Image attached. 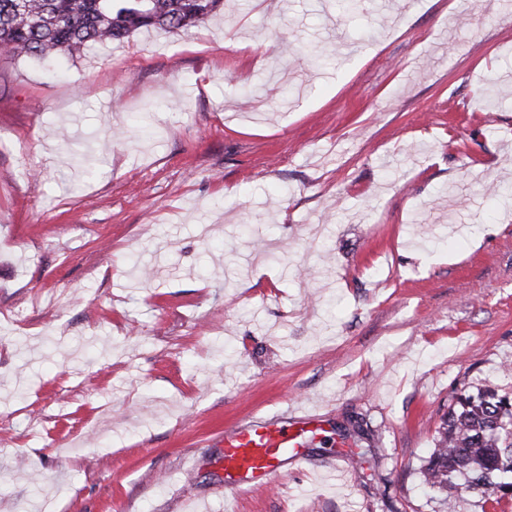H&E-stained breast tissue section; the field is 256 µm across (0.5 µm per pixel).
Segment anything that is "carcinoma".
I'll return each instance as SVG.
<instances>
[{
	"instance_id": "1",
	"label": "carcinoma",
	"mask_w": 512,
	"mask_h": 512,
	"mask_svg": "<svg viewBox=\"0 0 512 512\" xmlns=\"http://www.w3.org/2000/svg\"><path fill=\"white\" fill-rule=\"evenodd\" d=\"M221 0H0V54L44 60L141 31L180 34L205 24ZM448 409L437 448L421 469L440 491L455 476L463 491L512 492V397L488 388Z\"/></svg>"
}]
</instances>
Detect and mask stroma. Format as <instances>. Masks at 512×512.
Here are the masks:
<instances>
[{
    "label": "stroma",
    "instance_id": "1",
    "mask_svg": "<svg viewBox=\"0 0 512 512\" xmlns=\"http://www.w3.org/2000/svg\"><path fill=\"white\" fill-rule=\"evenodd\" d=\"M495 185L512 0H224L0 56V512H442V416L512 392ZM293 400L330 406L303 449L346 485L225 490L218 432Z\"/></svg>",
    "mask_w": 512,
    "mask_h": 512
}]
</instances>
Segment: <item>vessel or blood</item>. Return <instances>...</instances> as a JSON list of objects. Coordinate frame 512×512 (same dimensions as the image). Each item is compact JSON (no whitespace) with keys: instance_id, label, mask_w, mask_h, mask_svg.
<instances>
[{"instance_id":"1","label":"vessel or blood","mask_w":512,"mask_h":512,"mask_svg":"<svg viewBox=\"0 0 512 512\" xmlns=\"http://www.w3.org/2000/svg\"><path fill=\"white\" fill-rule=\"evenodd\" d=\"M292 422L279 418H246L225 431L224 486L244 492L275 484L284 467L307 465L309 459L301 451V437L306 427L323 422L320 410L293 405Z\"/></svg>"}]
</instances>
